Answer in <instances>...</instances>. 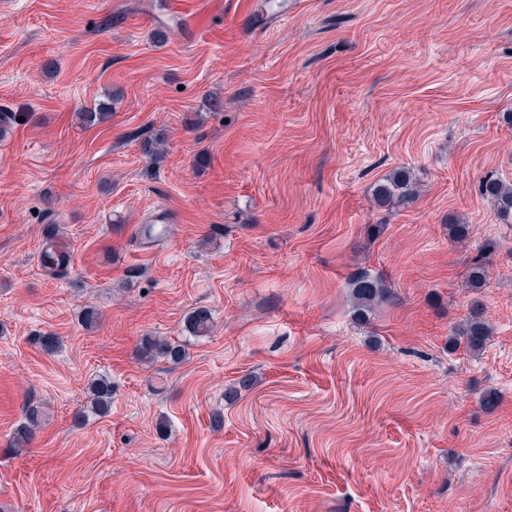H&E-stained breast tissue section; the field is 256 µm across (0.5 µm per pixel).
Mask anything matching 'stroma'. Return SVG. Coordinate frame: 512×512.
I'll return each mask as SVG.
<instances>
[{
  "mask_svg": "<svg viewBox=\"0 0 512 512\" xmlns=\"http://www.w3.org/2000/svg\"><path fill=\"white\" fill-rule=\"evenodd\" d=\"M0 112V512H512V0H0ZM411 195L410 179L403 170L394 172L376 190L377 200L383 205L405 202ZM481 192L492 202L497 213L503 219L512 220V186L496 178H485L481 183ZM390 294L389 288L379 279L364 275L353 283V295L359 311L367 313L374 303L385 300ZM456 336L452 337V344L457 346L463 342L466 349L472 352L480 351L491 335L489 324L482 317L479 310H472L469 317L459 326ZM140 352L145 359L155 360L161 357L174 363L181 362L186 354L181 345L150 336L142 340ZM87 390L90 411L95 414L107 412L112 403V382L107 377L99 376L90 381ZM41 410L37 406H28L25 412V421L15 430L14 445L23 450L30 442L34 429L40 424Z\"/></svg>",
  "mask_w": 512,
  "mask_h": 512,
  "instance_id": "1",
  "label": "stroma"
}]
</instances>
